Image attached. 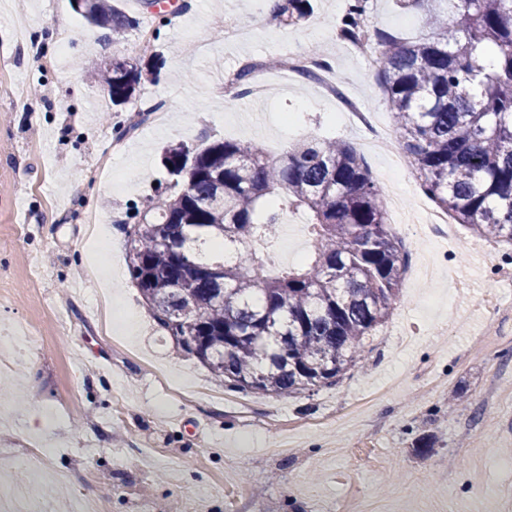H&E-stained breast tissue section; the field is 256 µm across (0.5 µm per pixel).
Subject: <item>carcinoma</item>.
<instances>
[{
    "label": "carcinoma",
    "instance_id": "carcinoma-1",
    "mask_svg": "<svg viewBox=\"0 0 512 512\" xmlns=\"http://www.w3.org/2000/svg\"><path fill=\"white\" fill-rule=\"evenodd\" d=\"M423 12L428 35L369 32L368 0H349L344 40L373 39L399 139L425 194L458 224L512 242V0H399ZM311 0H279L275 18L307 20ZM81 14L118 44L133 21L112 0ZM267 62L247 61L244 92ZM153 74L125 57L100 67L113 105ZM178 177L129 233V275L161 327L240 392L299 394L335 385L389 316L405 271L380 190L357 152L332 138L292 145L276 160L252 142L169 149ZM309 213L314 249L276 273L254 245L272 240L280 211Z\"/></svg>",
    "mask_w": 512,
    "mask_h": 512
}]
</instances>
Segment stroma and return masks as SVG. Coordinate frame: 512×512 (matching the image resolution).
<instances>
[{"label": "stroma", "instance_id": "obj_1", "mask_svg": "<svg viewBox=\"0 0 512 512\" xmlns=\"http://www.w3.org/2000/svg\"><path fill=\"white\" fill-rule=\"evenodd\" d=\"M0 10V462L51 440L50 477L16 467L29 496L54 487L48 512L81 495L104 512H349L359 498L382 512H502L512 489V307L497 304L512 276V244L455 225L446 237L404 238L406 267L388 319L336 385L297 395L237 392L215 380L162 330L130 280L127 228L169 175L166 147L255 142L279 158L299 141L336 138L360 147L348 102L391 122L374 58L338 38L347 0H315L302 26L268 19L255 0H120L136 25L104 40L70 0H1ZM31 41L15 45L13 19ZM247 28L224 37L225 20ZM369 26L403 36L428 28L396 0H369ZM70 32L64 67L51 66L56 31ZM317 44L339 93L265 71L252 100L224 87L245 62ZM161 58L156 78L113 106L95 78L112 56ZM168 121L125 132L149 105ZM382 195L429 207L414 172L368 158ZM94 211L105 242L80 222ZM112 265L102 288L89 268ZM135 311V334L122 323ZM50 416L32 431L29 416ZM432 437L425 456L416 446Z\"/></svg>", "mask_w": 512, "mask_h": 512}]
</instances>
